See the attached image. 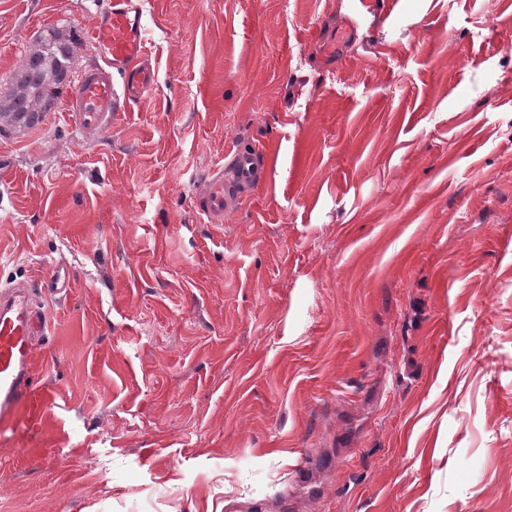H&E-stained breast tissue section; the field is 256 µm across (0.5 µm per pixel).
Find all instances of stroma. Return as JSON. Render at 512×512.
I'll use <instances>...</instances> for the list:
<instances>
[{
  "label": "stroma",
  "mask_w": 512,
  "mask_h": 512,
  "mask_svg": "<svg viewBox=\"0 0 512 512\" xmlns=\"http://www.w3.org/2000/svg\"><path fill=\"white\" fill-rule=\"evenodd\" d=\"M111 0H0V90ZM156 90L0 133V283L46 299L0 512H512V9L145 0ZM272 186L209 223L226 147Z\"/></svg>",
  "instance_id": "1"
}]
</instances>
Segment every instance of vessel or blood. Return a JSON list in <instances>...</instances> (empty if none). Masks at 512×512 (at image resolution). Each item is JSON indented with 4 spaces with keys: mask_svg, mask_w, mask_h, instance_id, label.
Listing matches in <instances>:
<instances>
[{
    "mask_svg": "<svg viewBox=\"0 0 512 512\" xmlns=\"http://www.w3.org/2000/svg\"><path fill=\"white\" fill-rule=\"evenodd\" d=\"M88 38L96 58L83 70L63 109L90 136L110 129L113 120L153 91L156 70L144 35L141 0H112L108 10L93 18ZM275 168V156L265 145L234 144L206 183L203 213L211 223H223L227 205L267 187ZM47 326L34 285L0 287V420L21 405L36 410L47 403L35 381V350Z\"/></svg>",
    "mask_w": 512,
    "mask_h": 512,
    "instance_id": "1",
    "label": "vessel or blood"
}]
</instances>
